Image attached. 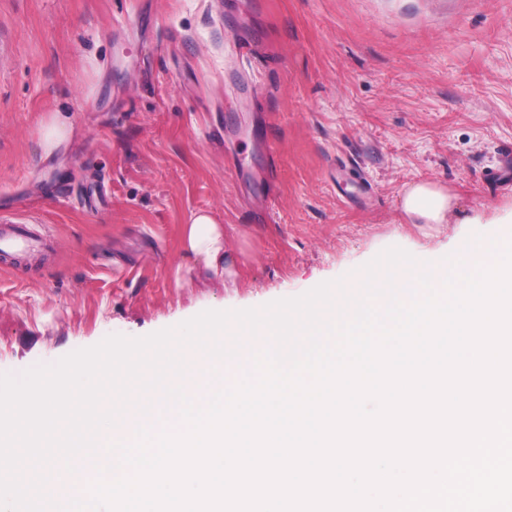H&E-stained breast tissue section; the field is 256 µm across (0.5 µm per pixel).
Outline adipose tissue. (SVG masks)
I'll return each instance as SVG.
<instances>
[{"instance_id":"1","label":"adipose tissue","mask_w":512,"mask_h":512,"mask_svg":"<svg viewBox=\"0 0 512 512\" xmlns=\"http://www.w3.org/2000/svg\"><path fill=\"white\" fill-rule=\"evenodd\" d=\"M450 208L451 199L438 184L411 183L403 192L402 209L412 223H445ZM226 237V227L213 213L192 212L182 229L183 270L224 281L231 279L233 258L224 245Z\"/></svg>"}]
</instances>
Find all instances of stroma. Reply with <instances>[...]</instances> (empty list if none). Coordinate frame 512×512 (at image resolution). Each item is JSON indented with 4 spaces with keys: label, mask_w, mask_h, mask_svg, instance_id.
<instances>
[{
    "label": "stroma",
    "mask_w": 512,
    "mask_h": 512,
    "mask_svg": "<svg viewBox=\"0 0 512 512\" xmlns=\"http://www.w3.org/2000/svg\"><path fill=\"white\" fill-rule=\"evenodd\" d=\"M55 113L71 135L47 158ZM233 152L272 174L266 222ZM416 181L447 188V223L408 222ZM200 209L234 284L176 282ZM511 214L512 0H0V217L34 229L0 271V373L348 283L391 247L443 273L512 240Z\"/></svg>",
    "instance_id": "35a3bbf8"
}]
</instances>
